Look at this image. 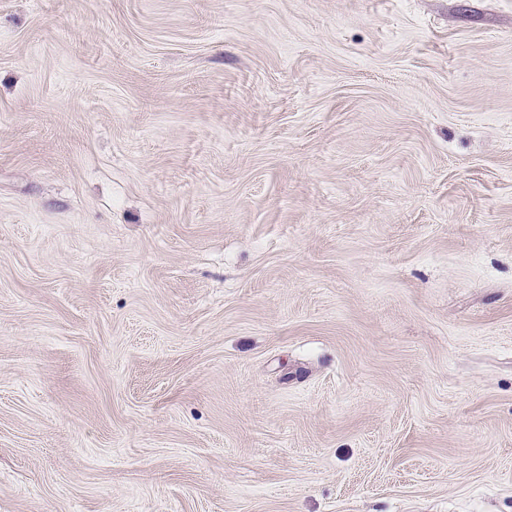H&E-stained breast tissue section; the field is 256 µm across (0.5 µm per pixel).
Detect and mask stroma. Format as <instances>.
Segmentation results:
<instances>
[{
	"label": "stroma",
	"mask_w": 512,
	"mask_h": 512,
	"mask_svg": "<svg viewBox=\"0 0 512 512\" xmlns=\"http://www.w3.org/2000/svg\"><path fill=\"white\" fill-rule=\"evenodd\" d=\"M0 512H512V0H0Z\"/></svg>",
	"instance_id": "1"
}]
</instances>
